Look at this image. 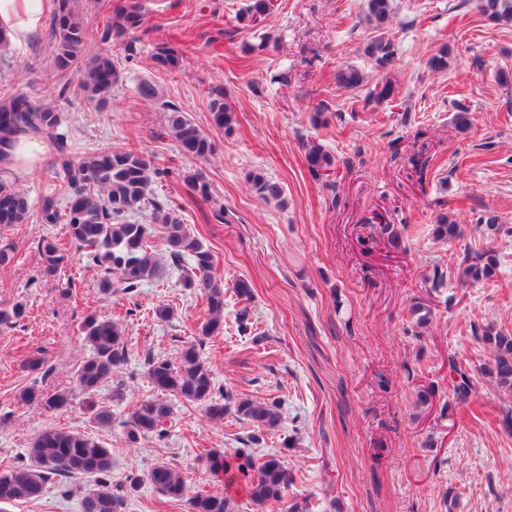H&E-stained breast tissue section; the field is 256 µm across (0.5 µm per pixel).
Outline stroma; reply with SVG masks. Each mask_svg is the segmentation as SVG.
<instances>
[{"label": "stroma", "mask_w": 512, "mask_h": 512, "mask_svg": "<svg viewBox=\"0 0 512 512\" xmlns=\"http://www.w3.org/2000/svg\"><path fill=\"white\" fill-rule=\"evenodd\" d=\"M246 2L143 0L145 24L130 54L120 41H100L113 0H76L89 54L111 53L120 73L103 106L85 97L79 71L59 96L49 31L0 58V96L52 104L78 155L129 147L148 154L162 171L156 200L211 246L226 289L224 333L203 340L205 305L183 287L181 266L164 261L159 279L106 298L99 270L77 259L64 271L79 284L71 298L41 275L37 250L41 237H63L64 225L32 219L1 230L17 257L0 267V306L21 300L29 315L0 328V471L26 462L32 438L58 427L104 442L116 485L164 461L190 493L217 492L200 456L246 447L259 458L279 454L288 470L275 512L295 502L307 512H512V433L501 426L512 402L484 379L458 399L449 367L454 360L476 371L488 361L476 328L512 333V83L500 79L512 74V26L488 20L475 0H395L386 34L398 49L389 72L396 96L378 103L368 98L379 75L363 53L374 35L363 0H274L254 27L235 18ZM162 45L177 51L178 69L156 64ZM444 45L451 66L430 71L428 58ZM346 63L363 71V87L337 85ZM144 81L156 99L139 96ZM216 88L235 113L228 135L210 123ZM461 102L470 113L465 131L454 124ZM173 108L214 140L211 157L183 154L168 126ZM316 144L336 159L329 175L308 167ZM256 170L282 186V201L255 193L248 176ZM197 171L209 200L184 186ZM443 215L463 227V240L434 238ZM382 224L397 226L398 247L380 243ZM489 247L500 259L495 277L458 287L466 254ZM241 279L250 300L233 293ZM420 298L431 317L414 336L410 307ZM161 306L172 309L170 320L156 318ZM90 311L119 320L131 349L118 373L122 399L109 382L97 397L114 416L108 428L90 421L79 396L58 412L19 399L29 385L49 395L73 390L88 354L80 322ZM194 341L226 399L279 400L280 427L260 434L232 414L211 422L174 396L166 438L129 447L122 423L155 393L146 355L173 360ZM32 351L44 370L24 369ZM425 387L432 398L422 406ZM80 498L78 482L62 478L6 512H80Z\"/></svg>", "instance_id": "1"}]
</instances>
